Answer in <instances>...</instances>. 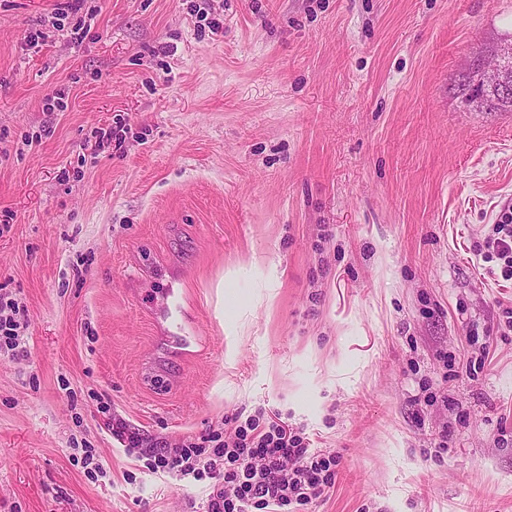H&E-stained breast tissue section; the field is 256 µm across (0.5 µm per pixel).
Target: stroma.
I'll list each match as a JSON object with an SVG mask.
<instances>
[{"label":"stroma","instance_id":"35a3bbf8","mask_svg":"<svg viewBox=\"0 0 512 512\" xmlns=\"http://www.w3.org/2000/svg\"><path fill=\"white\" fill-rule=\"evenodd\" d=\"M66 3L0 0V290L29 318L0 512H206L144 451L260 405L340 457L309 512H512V279L477 249L512 112L458 90L512 0H210L217 31L84 0L81 39L26 47Z\"/></svg>","mask_w":512,"mask_h":512}]
</instances>
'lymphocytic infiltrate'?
Masks as SVG:
<instances>
[{
  "label": "lymphocytic infiltrate",
  "instance_id": "1",
  "mask_svg": "<svg viewBox=\"0 0 512 512\" xmlns=\"http://www.w3.org/2000/svg\"><path fill=\"white\" fill-rule=\"evenodd\" d=\"M29 326L17 299L0 293V356L15 355ZM306 428L256 409L225 417L203 441L150 451L152 472L206 480L207 512H306L336 483L340 457L313 450Z\"/></svg>",
  "mask_w": 512,
  "mask_h": 512
}]
</instances>
